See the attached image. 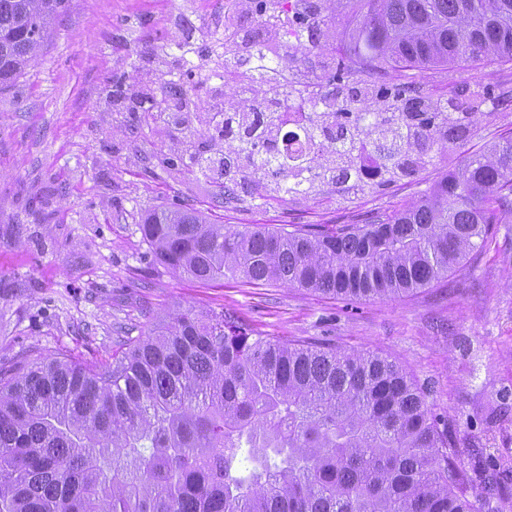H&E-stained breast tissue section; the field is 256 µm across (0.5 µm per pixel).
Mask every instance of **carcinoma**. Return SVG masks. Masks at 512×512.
Wrapping results in <instances>:
<instances>
[{"instance_id":"carcinoma-1","label":"carcinoma","mask_w":512,"mask_h":512,"mask_svg":"<svg viewBox=\"0 0 512 512\" xmlns=\"http://www.w3.org/2000/svg\"><path fill=\"white\" fill-rule=\"evenodd\" d=\"M360 3L350 43L299 89L293 51L321 47L325 0H248L264 29L240 39L224 9L221 79L240 105L232 143L197 173L227 204L352 181L362 192L463 148L487 112L460 115L402 82L360 86L357 63L393 70L512 63V0ZM67 0H0V86L44 46ZM188 94L160 88L153 111ZM294 112L306 146L278 144ZM202 112L175 119L194 147ZM512 213V132L463 155L409 206L364 224L230 228L189 209L141 217L173 273L203 283L309 288L341 300L409 295L448 277ZM430 391L396 362L317 340L260 336L224 312L170 313L118 353L84 364L37 353L0 372V512H478L474 483Z\"/></svg>"}]
</instances>
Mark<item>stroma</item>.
<instances>
[{"instance_id":"35a3bbf8","label":"stroma","mask_w":512,"mask_h":512,"mask_svg":"<svg viewBox=\"0 0 512 512\" xmlns=\"http://www.w3.org/2000/svg\"><path fill=\"white\" fill-rule=\"evenodd\" d=\"M224 0H67L38 55L0 89V369L34 352L91 362L175 309L235 314L264 336L313 338L396 360L428 387L434 410L479 475L512 460V221L448 277L396 300L343 301L303 288L241 279L203 284L157 263L139 221L159 206L216 224H361L412 203L462 153L413 177L354 194L324 186L308 197L259 204L251 194L217 206L186 164L174 125H143L110 100L113 78L132 86L138 67L157 78L180 55L203 106L223 89ZM403 81L479 102L489 119L476 151L512 128V103L486 90L512 84L511 64L408 69Z\"/></svg>"}]
</instances>
